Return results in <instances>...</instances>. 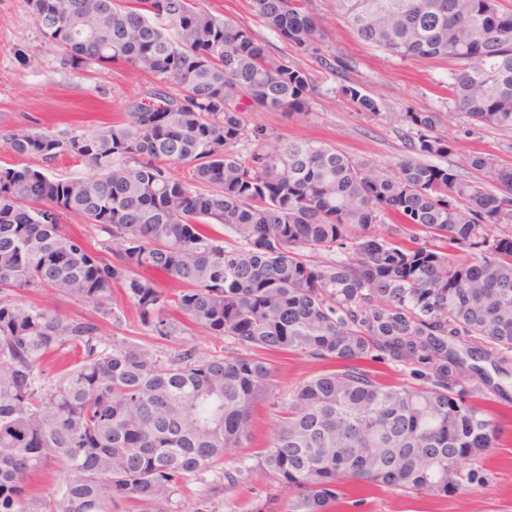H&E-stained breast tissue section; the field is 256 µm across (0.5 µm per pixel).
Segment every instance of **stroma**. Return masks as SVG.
<instances>
[{
    "label": "stroma",
    "mask_w": 512,
    "mask_h": 512,
    "mask_svg": "<svg viewBox=\"0 0 512 512\" xmlns=\"http://www.w3.org/2000/svg\"><path fill=\"white\" fill-rule=\"evenodd\" d=\"M212 14L248 28L275 57L309 72L312 91L304 112H273L242 105L250 137L237 146L244 155L272 150L280 141L313 140L337 147L355 160L388 168L413 157V135L405 112H436L438 131L452 144L445 156H422L466 180L477 174L468 164L481 153L504 167H512V132L475 126L448 101V78L454 60L444 57L401 59L359 41L336 8V0H310L327 32L328 52L347 57L345 73L319 69L307 55L297 52L272 32L253 12L251 0H200ZM153 77L119 64L70 65L63 50L43 37L27 0H0V138L17 130L89 133L102 125L126 124L127 101L145 98ZM356 87L374 98L379 117H371L343 89ZM0 166L44 170L61 179H87L92 169L71 161L47 163L37 156H17L0 145ZM112 307L117 320L101 325L104 338L120 337L162 355L192 349L198 354L236 352L233 340L209 335L203 329L182 325L171 338L160 339L143 328L133 303L115 293ZM272 386L253 411L252 435L242 447L226 456L221 466L184 480L173 493L169 512H288V493L262 469L260 456L277 431V403L286 401L298 383L329 370L321 360L293 353H273ZM482 366L490 377L485 404L498 422L499 439L482 460L490 475L486 485L445 498L404 493L381 485L345 487L330 512H512V374L498 373L491 361Z\"/></svg>",
    "instance_id": "stroma-1"
}]
</instances>
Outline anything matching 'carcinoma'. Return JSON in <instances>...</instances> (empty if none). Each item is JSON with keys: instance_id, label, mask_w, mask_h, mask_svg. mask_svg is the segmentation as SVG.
<instances>
[{"instance_id": "obj_1", "label": "carcinoma", "mask_w": 512, "mask_h": 512, "mask_svg": "<svg viewBox=\"0 0 512 512\" xmlns=\"http://www.w3.org/2000/svg\"><path fill=\"white\" fill-rule=\"evenodd\" d=\"M36 24L71 64L120 63L151 74L128 102L132 121L87 134L19 130L11 152L89 165V179L0 167V512H167L175 484L208 470L251 435L270 388L268 352L336 365L293 389L261 467L288 490L289 512H329L350 482L443 497L489 481L481 459L498 424L482 406L484 375L451 346L512 363V168L469 157L475 181L414 160L371 167L342 150L286 140L244 157L241 99L268 111L308 104V73L199 0H68ZM363 43L405 58L459 63L448 99L472 124L512 131V10L500 0H336ZM265 25L328 72L327 32L308 0H252ZM97 20V34L76 28ZM344 94L379 116L353 86ZM414 150L444 156L438 113L405 112ZM172 165L189 169L177 180ZM495 186L494 193L489 187ZM85 217L120 249L90 247L61 219ZM392 221L380 234L376 226ZM224 229L218 236L213 228ZM346 249V257L332 253ZM181 286L163 291L158 277ZM141 326L176 332L172 310L240 347L234 356L163 360L100 319L21 301L50 290L119 316L114 289ZM79 360L59 375L45 357ZM389 358L428 386H389L364 367ZM51 457L55 493L27 479Z\"/></svg>"}]
</instances>
